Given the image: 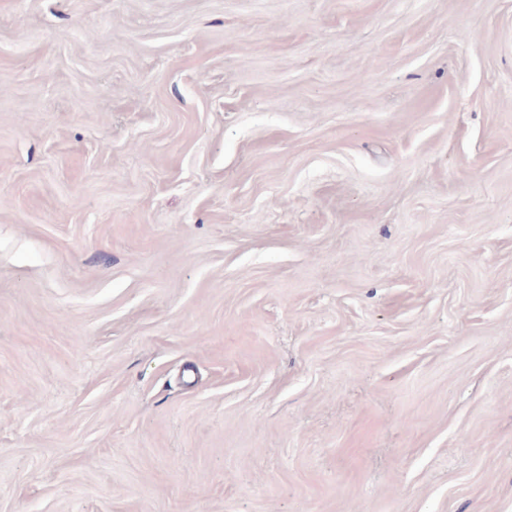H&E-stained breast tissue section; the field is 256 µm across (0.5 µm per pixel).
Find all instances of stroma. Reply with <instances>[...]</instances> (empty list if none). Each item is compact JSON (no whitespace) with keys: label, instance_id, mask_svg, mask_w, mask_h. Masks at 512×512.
Masks as SVG:
<instances>
[{"label":"stroma","instance_id":"stroma-1","mask_svg":"<svg viewBox=\"0 0 512 512\" xmlns=\"http://www.w3.org/2000/svg\"><path fill=\"white\" fill-rule=\"evenodd\" d=\"M0 512H512V0H0Z\"/></svg>","mask_w":512,"mask_h":512}]
</instances>
